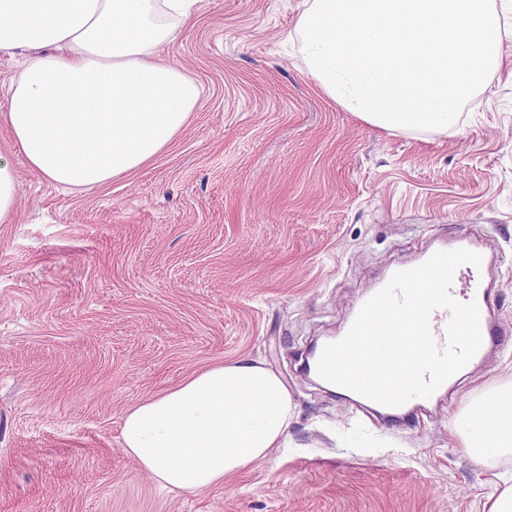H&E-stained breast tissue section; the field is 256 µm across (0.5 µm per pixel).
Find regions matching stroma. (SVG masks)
Masks as SVG:
<instances>
[{
  "instance_id": "obj_1",
  "label": "stroma",
  "mask_w": 512,
  "mask_h": 512,
  "mask_svg": "<svg viewBox=\"0 0 512 512\" xmlns=\"http://www.w3.org/2000/svg\"><path fill=\"white\" fill-rule=\"evenodd\" d=\"M493 5L504 64L444 135L329 98L287 39L304 0H199L160 49L198 107L107 184L49 182L0 126L19 192L0 224V512H485L512 458L472 459L455 423L512 384V12ZM460 242L494 255L487 362L396 420L304 375L391 265ZM240 358L286 385L287 447L218 487H159L124 413Z\"/></svg>"
}]
</instances>
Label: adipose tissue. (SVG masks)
Here are the masks:
<instances>
[{"mask_svg":"<svg viewBox=\"0 0 512 512\" xmlns=\"http://www.w3.org/2000/svg\"><path fill=\"white\" fill-rule=\"evenodd\" d=\"M195 0H0V53L26 51L0 125L29 166L91 189L155 157L201 98L157 48L188 23ZM291 397L262 363L235 360L140 402L122 418L126 453L157 483L196 491L265 458L288 431ZM473 459L512 456V386L457 419Z\"/></svg>","mask_w":512,"mask_h":512,"instance_id":"obj_1","label":"adipose tissue"}]
</instances>
